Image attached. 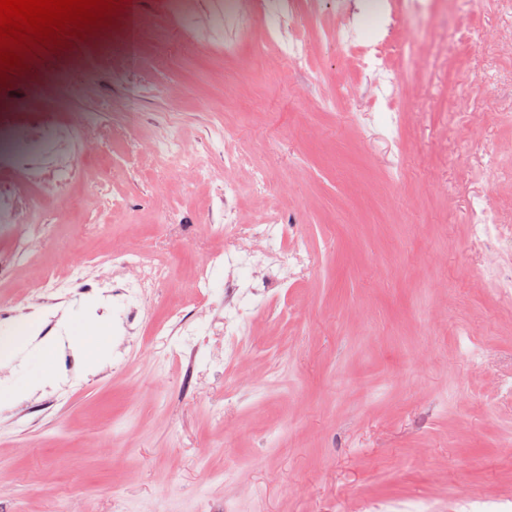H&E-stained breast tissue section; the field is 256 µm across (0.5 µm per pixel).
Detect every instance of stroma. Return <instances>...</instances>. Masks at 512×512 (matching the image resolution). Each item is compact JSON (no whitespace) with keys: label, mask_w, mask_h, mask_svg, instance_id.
Returning a JSON list of instances; mask_svg holds the SVG:
<instances>
[{"label":"stroma","mask_w":512,"mask_h":512,"mask_svg":"<svg viewBox=\"0 0 512 512\" xmlns=\"http://www.w3.org/2000/svg\"><path fill=\"white\" fill-rule=\"evenodd\" d=\"M191 2L134 0L6 75L0 106L66 133L38 181L0 170L14 232L39 248L20 264L0 238V336L25 318L58 344L45 385L0 406V512H512V289L493 285L512 254L469 224L481 198L512 237V19L496 0L402 13L388 110L334 36L361 25L360 0L283 24L281 39L301 30L297 61L254 52L252 0L245 30L213 26L220 0ZM472 21L484 38L459 45ZM485 73L493 91L469 88ZM37 77L41 97L18 95ZM172 138L208 178L159 153ZM272 217L282 246L304 244L287 273L252 231ZM115 248L175 258L93 364L68 326L123 313L109 287L134 269L91 260ZM225 250L249 260L211 263ZM74 266L87 293L44 289ZM232 283L249 325L229 337ZM173 305L202 341L193 371L154 339Z\"/></svg>","instance_id":"stroma-1"}]
</instances>
